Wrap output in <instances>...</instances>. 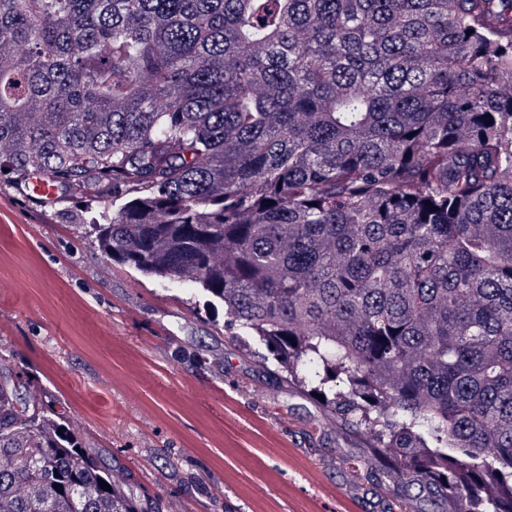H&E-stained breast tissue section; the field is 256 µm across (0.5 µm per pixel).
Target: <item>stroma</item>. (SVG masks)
<instances>
[{
	"label": "stroma",
	"instance_id": "35a3bbf8",
	"mask_svg": "<svg viewBox=\"0 0 512 512\" xmlns=\"http://www.w3.org/2000/svg\"><path fill=\"white\" fill-rule=\"evenodd\" d=\"M85 198L41 202L0 180V382L38 395L82 448L165 512H387L360 478L368 427H349L285 382L264 345L246 348L196 286L107 258Z\"/></svg>",
	"mask_w": 512,
	"mask_h": 512
}]
</instances>
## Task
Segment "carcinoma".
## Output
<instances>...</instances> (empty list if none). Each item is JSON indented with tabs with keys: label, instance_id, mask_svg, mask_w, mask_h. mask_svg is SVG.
<instances>
[{
	"label": "carcinoma",
	"instance_id": "carcinoma-1",
	"mask_svg": "<svg viewBox=\"0 0 512 512\" xmlns=\"http://www.w3.org/2000/svg\"><path fill=\"white\" fill-rule=\"evenodd\" d=\"M3 172L111 195L102 253L223 303L390 477L512 512V0H0ZM125 481L0 384V512H162Z\"/></svg>",
	"mask_w": 512,
	"mask_h": 512
}]
</instances>
